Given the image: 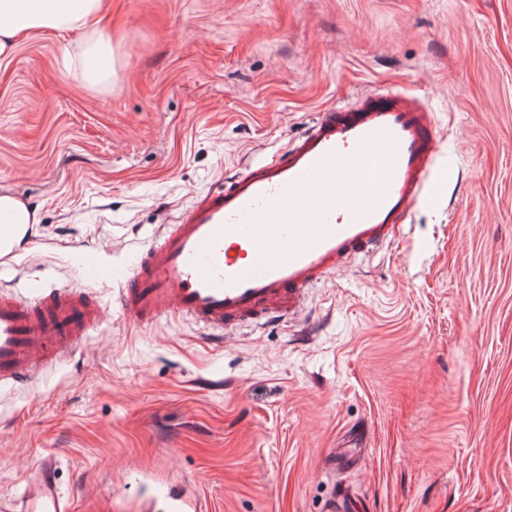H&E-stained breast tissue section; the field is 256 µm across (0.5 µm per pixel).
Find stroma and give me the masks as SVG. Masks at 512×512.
Listing matches in <instances>:
<instances>
[{"instance_id":"stroma-1","label":"stroma","mask_w":512,"mask_h":512,"mask_svg":"<svg viewBox=\"0 0 512 512\" xmlns=\"http://www.w3.org/2000/svg\"><path fill=\"white\" fill-rule=\"evenodd\" d=\"M117 78L75 37L0 59V193L37 222L0 288L80 284L320 112L425 97L439 153L390 243L284 322L223 342L104 314L29 388L0 391V502L53 458L71 512H512V0H107Z\"/></svg>"}]
</instances>
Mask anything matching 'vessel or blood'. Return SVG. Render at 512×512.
<instances>
[{
	"label": "vessel or blood",
	"mask_w": 512,
	"mask_h": 512,
	"mask_svg": "<svg viewBox=\"0 0 512 512\" xmlns=\"http://www.w3.org/2000/svg\"><path fill=\"white\" fill-rule=\"evenodd\" d=\"M438 151L425 99L359 97L191 206L125 266L84 259L83 277L118 283L135 321L188 317L220 331L287 319L345 260L391 241L427 190ZM101 312L80 286L33 280L25 292H0V389L26 386L68 356ZM7 512H70L52 461Z\"/></svg>",
	"instance_id": "b4317fda"
}]
</instances>
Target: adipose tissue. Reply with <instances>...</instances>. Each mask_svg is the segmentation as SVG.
I'll list each match as a JSON object with an SVG mask.
<instances>
[{"label": "adipose tissue", "instance_id": "ef3b65f1", "mask_svg": "<svg viewBox=\"0 0 512 512\" xmlns=\"http://www.w3.org/2000/svg\"><path fill=\"white\" fill-rule=\"evenodd\" d=\"M103 9V0H0V56L10 55L24 33L80 31L84 37L76 48L88 82L109 80L114 73L112 45L98 32Z\"/></svg>", "mask_w": 512, "mask_h": 512}]
</instances>
